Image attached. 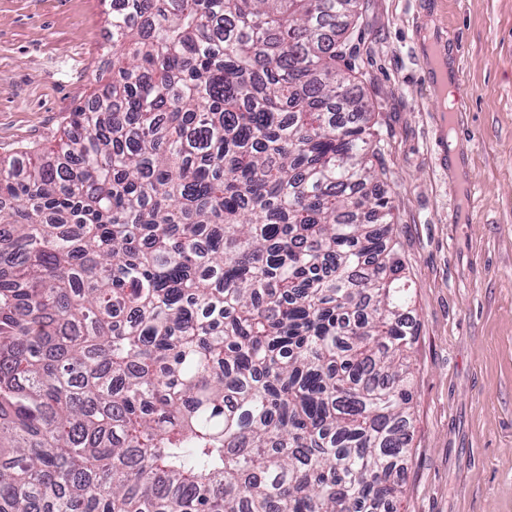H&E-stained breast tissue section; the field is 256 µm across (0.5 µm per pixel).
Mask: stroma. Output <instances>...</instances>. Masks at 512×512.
Instances as JSON below:
<instances>
[{"label": "stroma", "instance_id": "obj_1", "mask_svg": "<svg viewBox=\"0 0 512 512\" xmlns=\"http://www.w3.org/2000/svg\"><path fill=\"white\" fill-rule=\"evenodd\" d=\"M111 13L112 0H0V157L55 148L108 90ZM429 43L451 53L458 111L434 97ZM346 54L413 288L397 510L512 512V0H360Z\"/></svg>", "mask_w": 512, "mask_h": 512}]
</instances>
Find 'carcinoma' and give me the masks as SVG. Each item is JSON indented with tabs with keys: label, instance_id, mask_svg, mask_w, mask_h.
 <instances>
[{
	"label": "carcinoma",
	"instance_id": "obj_1",
	"mask_svg": "<svg viewBox=\"0 0 512 512\" xmlns=\"http://www.w3.org/2000/svg\"><path fill=\"white\" fill-rule=\"evenodd\" d=\"M359 0H112V86L0 159V512H381L412 399Z\"/></svg>",
	"mask_w": 512,
	"mask_h": 512
}]
</instances>
